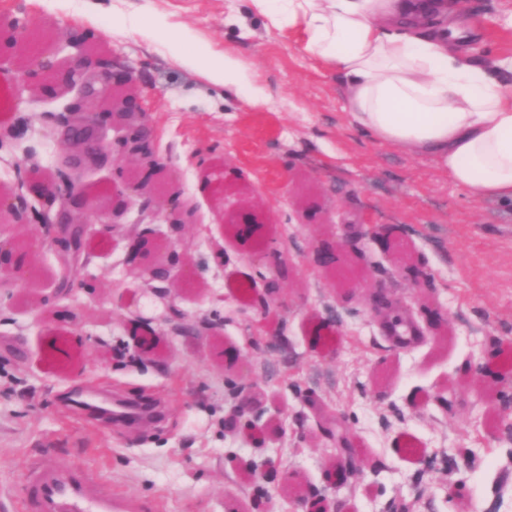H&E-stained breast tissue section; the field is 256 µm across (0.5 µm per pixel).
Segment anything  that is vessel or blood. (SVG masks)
Segmentation results:
<instances>
[{
	"label": "vessel or blood",
	"instance_id": "1",
	"mask_svg": "<svg viewBox=\"0 0 512 512\" xmlns=\"http://www.w3.org/2000/svg\"><path fill=\"white\" fill-rule=\"evenodd\" d=\"M22 512H152L151 503L115 494L81 468L44 460L22 476Z\"/></svg>",
	"mask_w": 512,
	"mask_h": 512
}]
</instances>
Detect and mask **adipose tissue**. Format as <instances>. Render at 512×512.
Segmentation results:
<instances>
[{"label": "adipose tissue", "mask_w": 512, "mask_h": 512, "mask_svg": "<svg viewBox=\"0 0 512 512\" xmlns=\"http://www.w3.org/2000/svg\"><path fill=\"white\" fill-rule=\"evenodd\" d=\"M247 2L268 27L301 33L302 50L336 72L357 128L433 160L474 197L512 205V57L474 62L451 0ZM150 29L226 93L266 105L236 57L190 53V33L161 20Z\"/></svg>", "instance_id": "1"}]
</instances>
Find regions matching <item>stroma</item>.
Masks as SVG:
<instances>
[{
	"mask_svg": "<svg viewBox=\"0 0 512 512\" xmlns=\"http://www.w3.org/2000/svg\"><path fill=\"white\" fill-rule=\"evenodd\" d=\"M483 63L512 54V0H463ZM152 17L191 30L193 53L229 54L268 97L225 95L162 40ZM88 32L135 78L154 150L194 214L180 249L203 289H179L186 323L224 319V335L142 319L165 304L123 261L128 235L82 240L76 279L84 310L64 300L47 318L31 308L57 288L49 254L13 298L0 300V512H18L21 475L49 455L85 466L106 488L154 501L156 512H293L288 491L255 481L267 468L320 492L310 512H512V208L478 201L426 158L375 142L350 121L342 83L266 27L247 0H0V23ZM24 54L0 48V182L61 159L57 103L17 78ZM243 187L265 207L258 239L226 235L213 196ZM401 237L426 281L412 283L367 237ZM335 232L361 251L366 283L342 299L313 270L316 239ZM289 269L278 275L277 263ZM451 329L435 336L422 304ZM415 323L399 349L385 324ZM482 363L488 381L470 372ZM253 412L233 417L238 395ZM159 400L162 421L109 423L91 402ZM352 466L342 483L325 478Z\"/></svg>",
	"mask_w": 512,
	"mask_h": 512,
	"instance_id": "1",
	"label": "stroma"
}]
</instances>
